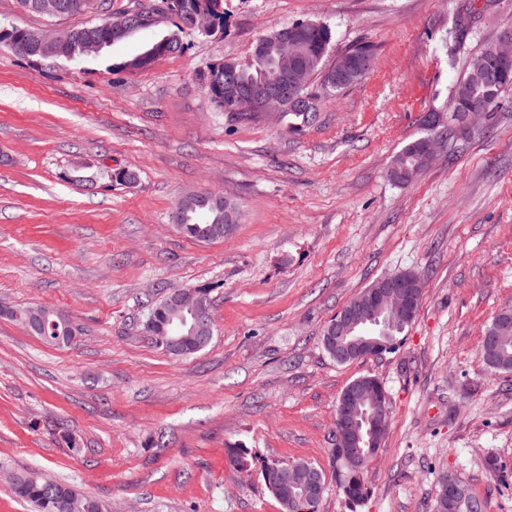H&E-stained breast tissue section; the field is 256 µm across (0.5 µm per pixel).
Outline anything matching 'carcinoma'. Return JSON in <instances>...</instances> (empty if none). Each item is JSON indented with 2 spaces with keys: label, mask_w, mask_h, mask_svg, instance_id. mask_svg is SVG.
I'll return each mask as SVG.
<instances>
[{
  "label": "carcinoma",
  "mask_w": 512,
  "mask_h": 512,
  "mask_svg": "<svg viewBox=\"0 0 512 512\" xmlns=\"http://www.w3.org/2000/svg\"><path fill=\"white\" fill-rule=\"evenodd\" d=\"M41 0H18L22 9L46 16L60 18L75 15L85 11L90 0H53V12L48 13L36 8ZM172 4L171 17L174 29L160 39L166 44L162 54H174L183 51L184 46L179 32L187 27L190 16L196 13H208L216 22L217 27H224V0H167ZM91 30L96 33L103 44L109 46L122 42V39L112 36V30L97 23L72 27L62 30L63 37L55 44L43 49L38 57H80V48L84 45L81 34ZM279 28H273L263 36L266 53L263 60H251L247 64L235 61H224L212 66L206 76L211 99L219 108L227 109L228 100L224 97V73L230 71L237 75L240 83L251 84L266 81L274 75L273 59L277 55V39ZM303 43L307 57L304 59L305 69L302 74V95L306 103L297 107L288 103L283 105L288 116V130L299 132L312 123L317 117L318 97L323 94L336 92L365 77L369 70L362 60H374V46L360 43L345 53L350 66L344 74L336 76L334 67L326 65V58L331 50L333 33L329 25L321 22H308L303 34ZM512 39V30L502 31L499 40L486 45L481 51L485 61H498L499 74L493 81H488L480 68L470 67L459 81L454 92V109L448 113V121L441 120L440 113L432 112L426 120L425 131L404 145L391 159L388 174L398 185L409 184L424 168L421 157L426 149L427 139L438 136L451 141L456 138L453 134L455 115L467 111L484 112L488 118H493L504 94L512 90V60H504L497 54L499 41ZM151 48L129 56L117 67L125 70H141L151 66L147 58ZM320 78V88L311 89V79ZM177 229L186 237L197 241H216L222 239L224 231V201L211 195L190 194L183 198L177 207ZM171 306L168 297H163L152 305L145 316L144 328L154 336L155 343L168 354L175 357H189L206 348L213 337V332L206 328H198L192 335L188 334L190 325L181 327L180 332L186 335L178 345L170 347L161 343L160 337L171 335L172 325L169 322ZM8 315L14 320L26 325L28 320H41L44 332L40 339L48 345L56 346V332L62 327L56 325L54 309L49 306L12 308ZM378 333L385 337L388 346H393L397 337L411 326L409 322L391 323L381 317L374 323ZM480 353L485 365L494 372L512 371V308L505 307L495 315L484 330L480 344ZM333 471L336 473L338 486L345 499L351 505H357L368 497L370 489L365 479L354 472L349 457L340 448L329 449ZM228 460L237 472L245 477L259 469L262 481L273 498L280 505L281 512H298L295 506L297 498L302 495L299 489H287L279 483V473L282 464L278 462L258 463L257 455L249 448L228 449ZM448 484L456 488L452 498L437 497L432 506V512H483L479 498L472 494L455 475L444 473L439 476L438 484ZM13 493L23 502L30 505L32 512H55V503L63 496L68 497L75 505L76 512H108L109 506L102 501L80 493L74 486L60 483L43 477L35 472H22L19 481L13 487Z\"/></svg>",
  "instance_id": "obj_1"
}]
</instances>
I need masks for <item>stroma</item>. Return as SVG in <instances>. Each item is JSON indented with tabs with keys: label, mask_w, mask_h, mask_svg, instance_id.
I'll return each instance as SVG.
<instances>
[{
	"label": "stroma",
	"mask_w": 512,
	"mask_h": 512,
	"mask_svg": "<svg viewBox=\"0 0 512 512\" xmlns=\"http://www.w3.org/2000/svg\"><path fill=\"white\" fill-rule=\"evenodd\" d=\"M127 5L46 18L0 0V28L66 29ZM456 6L224 0L223 30L184 29L182 52L135 72L112 65L156 32L77 62L0 44V304H48L81 328L58 348L0 314V512H31L8 482L30 468L112 512H280L261 479L230 466L238 445L326 469L318 512H431L446 472L483 512H512V372H489L480 354L485 325L512 306V92L494 123L442 145L410 185L387 175L512 27V0H475L460 38ZM309 20L333 30L327 65L363 42L376 50L368 75L322 96L312 124L292 133L282 111L241 121L208 100L210 66L248 63L272 28ZM124 170L135 184L119 182ZM190 194L231 200L232 234H180L174 213ZM404 270L424 281L405 336L378 357L331 360L326 324ZM200 285L214 338L177 359L144 332V307L160 288ZM365 374L386 387L390 418L352 510L329 450L337 398Z\"/></svg>",
	"instance_id": "stroma-1"
}]
</instances>
